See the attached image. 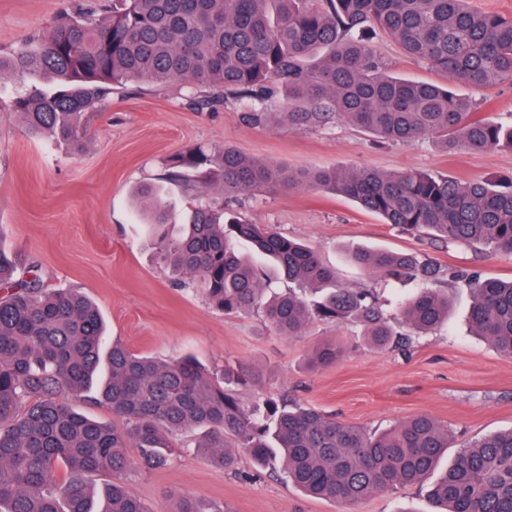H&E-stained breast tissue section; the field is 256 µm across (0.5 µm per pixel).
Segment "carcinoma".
Here are the masks:
<instances>
[{
	"label": "carcinoma",
	"mask_w": 512,
	"mask_h": 512,
	"mask_svg": "<svg viewBox=\"0 0 512 512\" xmlns=\"http://www.w3.org/2000/svg\"><path fill=\"white\" fill-rule=\"evenodd\" d=\"M380 32L448 83L391 74L373 44ZM25 75L51 89L19 93L11 111L31 136L75 152L87 140L84 115L133 80L180 81L190 89L189 104L201 110L232 98L251 127L339 119L390 145L426 137L444 152L512 151V123L481 115L455 90L512 80V18L476 10L469 0H70L47 34L0 55V82ZM275 86L284 92L278 112ZM169 166V181L199 197L215 188L234 195L267 183L307 186L435 241L512 255V178L462 183L370 167L294 173L227 146L189 149ZM136 199L163 262L224 313L256 308L289 337L309 318L295 288L269 291L268 272L240 252L247 242L296 288L321 293L317 316L362 322L378 348L397 335L373 290L336 283L308 246L202 203L174 232L159 187L140 185ZM350 258L384 279L464 281L471 330L512 357V280L367 247L352 249ZM21 266L0 245V512H150L123 482L114 479L99 492L92 478L126 470L131 448L144 466L161 468L174 456V437L195 431L199 439L182 447L206 454L214 466L237 470V449L245 448L257 469L281 472L317 498L353 503L437 471L427 489L435 512H512V429L472 440L441 470L451 435L425 414L370 433L284 399L248 410L230 386L256 385L254 371L207 369L190 356L155 359L121 343L104 353L98 307L75 288L44 287L36 274L15 280ZM449 308L448 294L425 288L401 303V316L428 334L448 321ZM340 355L338 345L325 343L309 365L328 366ZM80 399L106 408L112 422L78 412ZM176 512L230 510L185 498Z\"/></svg>",
	"instance_id": "cac0c4a2"
}]
</instances>
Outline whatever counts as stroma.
Listing matches in <instances>:
<instances>
[{"label":"stroma","mask_w":512,"mask_h":512,"mask_svg":"<svg viewBox=\"0 0 512 512\" xmlns=\"http://www.w3.org/2000/svg\"><path fill=\"white\" fill-rule=\"evenodd\" d=\"M60 0H0V53L20 48L49 26ZM389 70L402 77L442 84L443 74L406 56L397 42L375 39ZM29 78L0 85V244L36 265L46 288H76L93 299L106 323V341L168 360L193 355L210 368L240 365L258 372L257 385L240 391L244 406L275 396L366 429L385 428L417 414L447 426L454 446L512 428V357L471 333L470 290L449 286L448 323L410 334L406 346L379 349L362 324L312 318L297 336H281L262 313L228 315L202 291L179 288L171 271L133 215L134 192L160 184L176 213L206 201L233 208L254 224L270 226L318 252L338 283L376 289L393 325L398 303L414 293V281L384 282L350 259L353 247L410 252L442 268L512 278V257L434 241L382 221L347 198L308 187H274L232 198L205 199L164 181L170 159L192 148L224 145L293 171L343 166L391 172L428 171L461 182L512 175V152H442L431 140L407 146L380 144L339 121L301 127L282 121L263 128L242 124L240 107L188 106L182 83H126L96 111L87 113L89 137L79 154L31 138L9 102ZM325 342L343 349L333 365L310 368ZM150 512H173L195 496L226 504L231 512H434L416 486H398L353 504L308 496L280 476L256 473L247 449L236 471L213 466L191 448L177 449L163 469L139 464L122 474Z\"/></svg>","instance_id":"1"}]
</instances>
